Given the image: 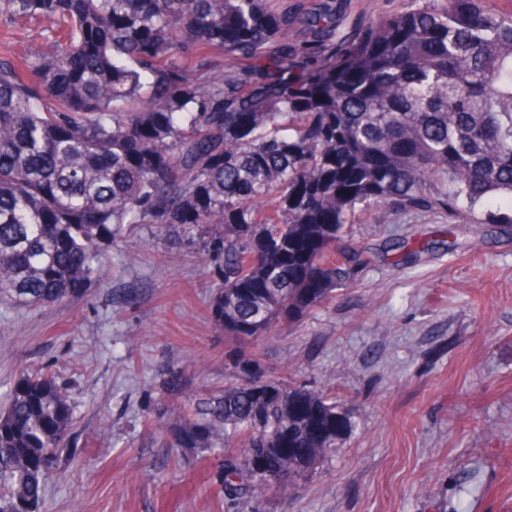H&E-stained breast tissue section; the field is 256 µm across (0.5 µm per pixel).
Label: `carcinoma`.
Returning a JSON list of instances; mask_svg holds the SVG:
<instances>
[{
	"instance_id": "obj_1",
	"label": "carcinoma",
	"mask_w": 512,
	"mask_h": 512,
	"mask_svg": "<svg viewBox=\"0 0 512 512\" xmlns=\"http://www.w3.org/2000/svg\"><path fill=\"white\" fill-rule=\"evenodd\" d=\"M349 0H7L51 37L0 41V299L50 308L100 275L131 224L218 264L224 336L297 324L371 256L362 216L476 212L512 236V0H404L340 29ZM233 380L163 422L224 456V497L292 496L349 429L325 390ZM73 422L54 373L0 407V512H38Z\"/></svg>"
}]
</instances>
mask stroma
Listing matches in <instances>:
<instances>
[{"label":"stroma","mask_w":512,"mask_h":512,"mask_svg":"<svg viewBox=\"0 0 512 512\" xmlns=\"http://www.w3.org/2000/svg\"><path fill=\"white\" fill-rule=\"evenodd\" d=\"M401 213L355 224L373 256L334 299L255 343L261 375L334 388L352 427L292 498L239 512H512V238ZM221 278L192 241L134 224L104 273L46 311L0 301V403L49 367L74 407L41 512H227L220 459L167 445L165 372L208 393L233 373L210 303Z\"/></svg>","instance_id":"1"}]
</instances>
